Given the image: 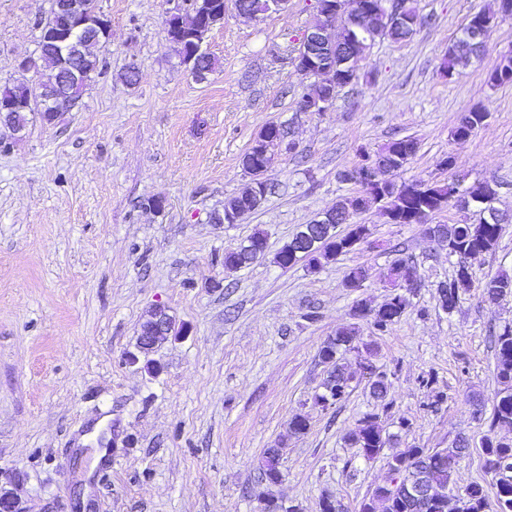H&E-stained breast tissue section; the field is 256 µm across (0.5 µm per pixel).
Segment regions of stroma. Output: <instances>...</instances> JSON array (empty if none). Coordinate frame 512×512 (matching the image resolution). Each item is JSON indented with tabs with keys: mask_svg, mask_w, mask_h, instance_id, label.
Listing matches in <instances>:
<instances>
[{
	"mask_svg": "<svg viewBox=\"0 0 512 512\" xmlns=\"http://www.w3.org/2000/svg\"><path fill=\"white\" fill-rule=\"evenodd\" d=\"M182 0H98L110 21L105 67L54 126L30 119L23 139L0 132V486L21 512H260L272 497L320 512L329 495L346 512L390 479L386 458L407 448L478 440L498 388L491 330L512 326V295L490 304L489 278L512 274V85L491 71L512 50L500 19L480 58L440 72L470 17L495 0H407L413 35L377 38L357 82L325 112H300L311 83L292 57L316 0H289L256 20L224 0L207 50L218 62L192 77L164 37ZM48 0H0V83L36 49ZM136 84H127L129 64ZM488 118L467 140L462 113ZM291 129L293 152L266 174L272 194L235 224H217L225 201L249 184L241 159L268 123ZM416 138L397 181L495 183L510 215L493 253L471 263L473 286L453 313L437 288L455 272L448 246L421 224H391L378 205L351 216L367 243L310 270L274 260L300 225L352 199L341 181L361 152ZM454 156L448 170L441 161ZM149 197L160 210L143 208ZM263 259L234 273L225 252L254 233ZM418 266L411 305L387 332L353 320L356 301L382 304L398 251ZM363 288L344 285L350 268ZM164 308L175 333L148 355L141 324ZM355 325L374 344L385 399L360 383L336 405H315L326 376L321 344ZM372 415L391 444L374 460L344 441ZM306 416L309 429L291 434ZM281 451L283 480L259 479L265 449Z\"/></svg>",
	"mask_w": 512,
	"mask_h": 512,
	"instance_id": "obj_1",
	"label": "stroma"
}]
</instances>
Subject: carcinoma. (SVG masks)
<instances>
[{
    "instance_id": "1",
    "label": "carcinoma",
    "mask_w": 512,
    "mask_h": 512,
    "mask_svg": "<svg viewBox=\"0 0 512 512\" xmlns=\"http://www.w3.org/2000/svg\"><path fill=\"white\" fill-rule=\"evenodd\" d=\"M512 14V0H497V9L493 12L479 11L472 15L471 20L480 24L485 34H490L498 17ZM414 26H406L396 22L386 9H380V14L371 18L370 25L362 30L355 31L341 25L337 27L334 43L328 47L327 52L333 58H338L343 50H354L364 55L367 48L376 38L389 36L394 40H403L412 35ZM458 38L448 48L443 68L452 70L455 65L466 62L471 56L478 54L483 47L463 48ZM43 64L41 85L56 89L60 94L72 99H78L84 85H67L62 82L60 66L53 53L46 52L40 58ZM490 81L494 85L512 83V54L501 57L499 64L490 74ZM330 94L325 86L312 84L301 94L297 101V111H302L313 98H322ZM487 114L477 109L464 113V121L458 123L452 135L456 138L471 135L482 126ZM419 143L412 137H402L391 140L382 149V152L396 161L394 171L402 169L403 165L417 154ZM482 188V203L476 205L475 220L465 218L455 224H436L427 228V233L439 240L448 243V255L460 258L455 275L448 282L437 289L441 308L450 314L456 309L460 292L472 287V274L467 266V260L475 259L494 250L501 236L502 225L485 221L484 213L493 209L492 203L496 199L497 191L488 181L479 183ZM408 183L396 184L388 181L383 191L386 197V211L403 209L407 202L404 191ZM459 188L453 181H435L426 185L427 201L425 206L433 209H442L450 204L454 194ZM255 201L243 194L234 196L224 202V215H230L242 209H254ZM349 215V210L343 204L326 212V217L310 224L302 225V229L292 237L275 255L279 266L289 263L306 262L311 270L321 267L322 262L332 261L338 256L355 248V242H365L371 235L367 224H356L344 234L336 231L337 223L329 221V217H343ZM267 250V238L262 233H255L241 242L235 249L224 253V270L237 271L254 261L262 258ZM482 293L491 299L512 294V276L499 274L488 280ZM410 307V299L396 292L379 307L369 306L361 301L354 304L353 316L370 321L373 328L379 332H387L392 325L404 315ZM356 328L346 327L336 331V337L328 340L321 346L318 357L321 363L328 367L327 377L322 383L323 392L314 395V401L323 405H333L344 399L351 388V384L363 378H368L370 390L377 398L387 396L390 384L387 378L375 372L365 374V365L371 363L375 354L372 344L355 345ZM494 352L496 359V379L499 388L495 392L492 414L486 433L478 442L479 454L483 460L484 468L491 463H505L506 468L512 470V440L498 436L496 429L502 426H512V326L504 327L499 333L493 334ZM365 353L357 366L344 361V354L350 351ZM345 441L353 448L359 449L360 454L367 460L378 458L384 448L388 447L390 439L383 436L376 425L375 418L366 416L359 421L355 429L350 431ZM469 455V446L460 441L451 448L442 450L428 448H408L405 451L387 458L389 470H396L402 480H409L414 474L422 478L430 486L444 492L455 484L454 473L459 460ZM280 449L268 448L265 451L260 475L269 484L280 482L281 470L279 468ZM458 512H512V474L496 480V494L494 500H489L485 486L472 481L466 484L457 496ZM385 503L384 512H444L436 503L428 501H415L400 498L393 494L386 486H379L371 496L361 502L359 512H375L376 503Z\"/></svg>"
}]
</instances>
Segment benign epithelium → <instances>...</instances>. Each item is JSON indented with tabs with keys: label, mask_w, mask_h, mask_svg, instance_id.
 <instances>
[{
	"label": "benign epithelium",
	"mask_w": 512,
	"mask_h": 512,
	"mask_svg": "<svg viewBox=\"0 0 512 512\" xmlns=\"http://www.w3.org/2000/svg\"><path fill=\"white\" fill-rule=\"evenodd\" d=\"M287 0H258L252 9H240L238 13L247 17H256L280 9ZM47 17L52 23H40L38 30L44 40L52 45V50L67 59L72 72L88 82L89 78L78 61L76 50L84 44L99 41V36H109L110 23L98 10L94 0H49ZM336 7H331L323 14L322 21L315 27L309 28L302 37L300 50L293 57V64L302 73L314 77L329 76L336 65L327 56L319 54L318 49L327 47L331 38L328 30L335 26ZM224 19V10L217 7L214 0H188L184 13H172L165 20V37L178 48L180 60L192 75H197L192 67L195 57L203 50V45L215 25ZM74 103L63 95L48 91H40L31 87L23 98L0 101V127L12 132L16 139L23 137L24 128L18 126L11 118V113L19 111L35 112L43 123L56 122ZM262 155L276 156L277 153L288 150V144L273 136L262 134L255 141ZM269 168L266 163L257 164L250 170L253 177V189L264 196L267 193V181L264 173ZM392 173L387 158L377 156L362 161L354 170V180L366 189L376 187L386 181V176Z\"/></svg>",
	"instance_id": "benign-epithelium-1"
}]
</instances>
